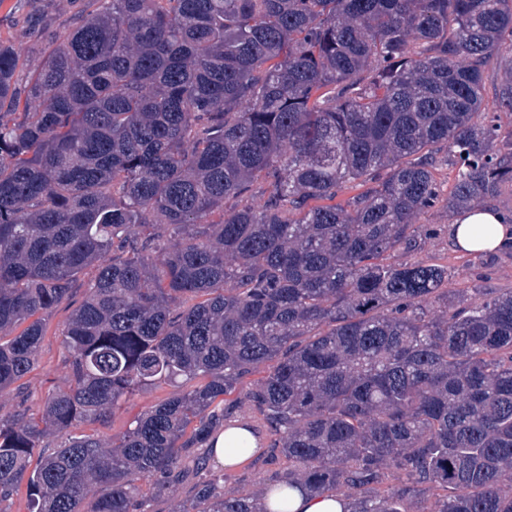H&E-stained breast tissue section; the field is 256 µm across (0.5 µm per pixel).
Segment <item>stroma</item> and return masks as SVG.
<instances>
[{
	"instance_id": "1",
	"label": "stroma",
	"mask_w": 512,
	"mask_h": 512,
	"mask_svg": "<svg viewBox=\"0 0 512 512\" xmlns=\"http://www.w3.org/2000/svg\"><path fill=\"white\" fill-rule=\"evenodd\" d=\"M83 5L84 0H0V39L18 51L22 74L42 67L46 44L76 26ZM453 217V212L440 204L418 216V223L425 226L418 250L408 255L394 253L393 262L424 260L446 265L454 274L452 287L468 292L512 289V258L504 255L489 264L480 255L456 250L449 239ZM82 298V292H75L71 301L61 304L47 319L38 361L0 398V417L37 409L50 393L65 386L69 366L62 331L75 303ZM258 381V375H250L235 393L224 398L226 420L250 424L258 435L260 447L249 465L231 472L211 461L207 449H190L182 456L179 479L167 482L164 493L154 494L152 483L144 484L141 512H181L192 502L197 486L209 481L224 495L245 496L282 479L288 461L271 451L274 436L248 398ZM177 392L176 386L164 383L135 392L114 409L109 423L99 428V435L108 442L116 439L139 414Z\"/></svg>"
}]
</instances>
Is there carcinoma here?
I'll use <instances>...</instances> for the list:
<instances>
[{
    "label": "carcinoma",
    "mask_w": 512,
    "mask_h": 512,
    "mask_svg": "<svg viewBox=\"0 0 512 512\" xmlns=\"http://www.w3.org/2000/svg\"><path fill=\"white\" fill-rule=\"evenodd\" d=\"M90 2L22 87L0 41V393L84 288L68 385L0 418V501L137 512L265 367L249 398L286 485L350 512L425 488L420 512H512V290L472 301L446 265L388 262L420 214L512 183V127L482 111L512 0ZM160 382L182 390L117 442L75 432L30 468L45 435ZM260 500L207 482L195 507Z\"/></svg>",
    "instance_id": "carcinoma-1"
}]
</instances>
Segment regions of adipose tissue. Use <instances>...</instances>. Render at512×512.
Masks as SVG:
<instances>
[{
	"label": "adipose tissue",
	"mask_w": 512,
	"mask_h": 512,
	"mask_svg": "<svg viewBox=\"0 0 512 512\" xmlns=\"http://www.w3.org/2000/svg\"><path fill=\"white\" fill-rule=\"evenodd\" d=\"M453 240L461 250L480 253L494 250L512 240V220L490 207L478 204L455 219ZM271 508L285 512H347L345 500L338 496L308 495L297 489L284 490L267 499Z\"/></svg>",
	"instance_id": "adipose-tissue-1"
}]
</instances>
